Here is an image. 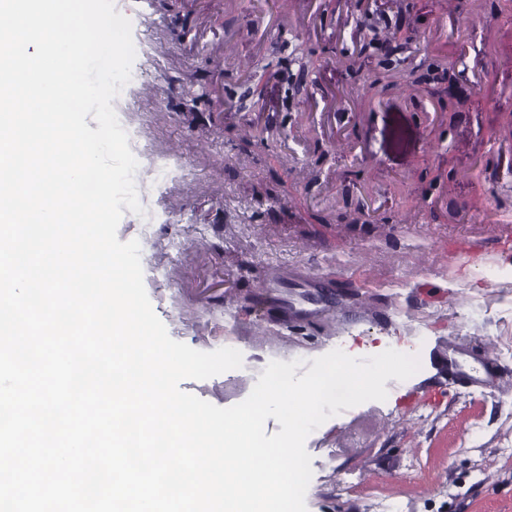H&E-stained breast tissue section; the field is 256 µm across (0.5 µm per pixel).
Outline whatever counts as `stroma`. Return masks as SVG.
Masks as SVG:
<instances>
[{
    "instance_id": "stroma-1",
    "label": "stroma",
    "mask_w": 512,
    "mask_h": 512,
    "mask_svg": "<svg viewBox=\"0 0 512 512\" xmlns=\"http://www.w3.org/2000/svg\"><path fill=\"white\" fill-rule=\"evenodd\" d=\"M137 2L122 13L140 78L113 107L141 136L145 213L124 212L117 236L139 240L172 339L243 356L181 389L229 407L270 362L341 342L418 356L386 400L307 437V512H379L387 499L512 512V80L488 67L512 51V0H402L384 14L367 0ZM373 25L411 38L357 54L355 32ZM156 155L181 179L158 182ZM283 267L322 280L331 310L289 323L262 289ZM452 341L489 357L500 383L449 382Z\"/></svg>"
}]
</instances>
